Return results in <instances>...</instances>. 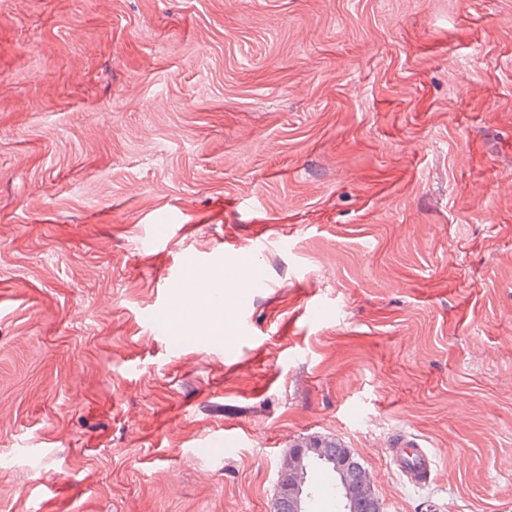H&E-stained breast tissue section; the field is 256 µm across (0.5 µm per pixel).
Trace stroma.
<instances>
[{"label": "stroma", "instance_id": "stroma-1", "mask_svg": "<svg viewBox=\"0 0 512 512\" xmlns=\"http://www.w3.org/2000/svg\"><path fill=\"white\" fill-rule=\"evenodd\" d=\"M305 435L512 512V0H0V512H270ZM391 448H395L396 469L410 484L420 486L429 482L434 457L426 448H421L415 438L407 434H397L392 440Z\"/></svg>", "mask_w": 512, "mask_h": 512}]
</instances>
